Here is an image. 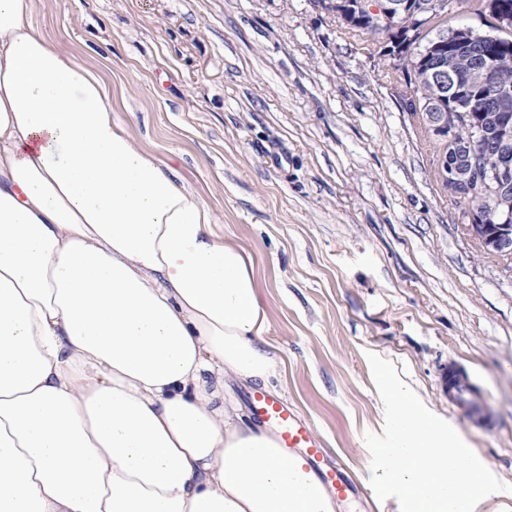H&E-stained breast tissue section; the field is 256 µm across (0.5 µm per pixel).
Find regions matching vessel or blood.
Instances as JSON below:
<instances>
[{
    "label": "vessel or blood",
    "mask_w": 512,
    "mask_h": 512,
    "mask_svg": "<svg viewBox=\"0 0 512 512\" xmlns=\"http://www.w3.org/2000/svg\"><path fill=\"white\" fill-rule=\"evenodd\" d=\"M448 402L463 408L473 426L490 427L482 391L453 366L448 369ZM252 407L255 419L274 430L281 446L300 455L306 466L319 475L329 496L340 501L353 494L354 485L346 472L326 466L324 450L310 423L281 401L263 393L254 395Z\"/></svg>",
    "instance_id": "1"
}]
</instances>
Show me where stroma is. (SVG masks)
Listing matches in <instances>:
<instances>
[{
  "mask_svg": "<svg viewBox=\"0 0 512 512\" xmlns=\"http://www.w3.org/2000/svg\"><path fill=\"white\" fill-rule=\"evenodd\" d=\"M36 27L100 71L112 110L252 255L283 359L279 398L314 427L358 495L385 411L368 353L396 367L512 487V260L483 252L442 193L435 149L376 36L310 0H33ZM475 379L496 429L442 388Z\"/></svg>",
  "mask_w": 512,
  "mask_h": 512,
  "instance_id": "35a3bbf8",
  "label": "stroma"
}]
</instances>
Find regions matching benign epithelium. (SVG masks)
Returning <instances> with one entry per match:
<instances>
[{
	"label": "benign epithelium",
	"mask_w": 512,
	"mask_h": 512,
	"mask_svg": "<svg viewBox=\"0 0 512 512\" xmlns=\"http://www.w3.org/2000/svg\"><path fill=\"white\" fill-rule=\"evenodd\" d=\"M336 15L350 25L373 28L382 35L385 48L382 55L393 59L398 71H405L410 57L417 53L419 62L410 71L411 78L430 88L429 97L415 101L421 123L429 128L439 142L448 146L435 159V175L443 183H462L468 178L473 146L460 140L448 124V112L468 107L472 92L487 87L498 67V59L490 50L496 41L490 33H481L471 26L455 24L449 28L438 25L450 13L449 0H358L351 5L337 4ZM480 12L502 30L512 28V4L507 0H480ZM414 15L421 22L417 29L405 30L402 18ZM448 46V55L477 54L465 71L457 70L441 56L438 49ZM451 98L455 106L446 110L438 104ZM486 112H512V89L499 86L484 101ZM496 168L493 180L512 177V124H503L499 138L493 143ZM499 212L494 217L470 214L468 231L478 239L488 254L512 252V198L499 199Z\"/></svg>",
	"instance_id": "obj_1"
}]
</instances>
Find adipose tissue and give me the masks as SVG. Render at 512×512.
I'll return each mask as SVG.
<instances>
[{
  "instance_id": "ef3b65f1",
  "label": "adipose tissue",
  "mask_w": 512,
  "mask_h": 512,
  "mask_svg": "<svg viewBox=\"0 0 512 512\" xmlns=\"http://www.w3.org/2000/svg\"><path fill=\"white\" fill-rule=\"evenodd\" d=\"M0 0V512H336L229 382L283 361L251 254Z\"/></svg>"
}]
</instances>
